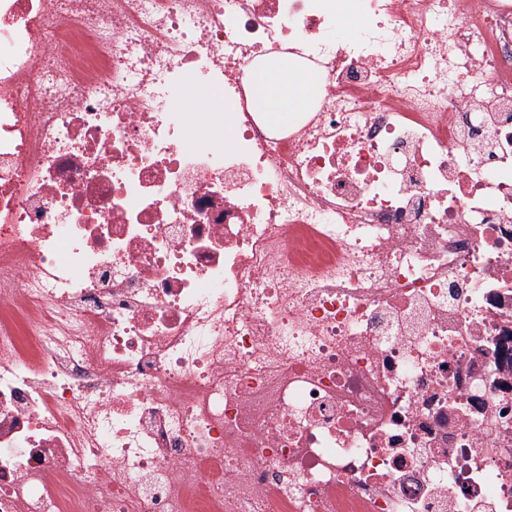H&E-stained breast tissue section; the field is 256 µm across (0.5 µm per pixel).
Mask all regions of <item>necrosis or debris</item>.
I'll use <instances>...</instances> for the list:
<instances>
[{
  "label": "necrosis or debris",
  "instance_id": "4bbe7bcc",
  "mask_svg": "<svg viewBox=\"0 0 512 512\" xmlns=\"http://www.w3.org/2000/svg\"><path fill=\"white\" fill-rule=\"evenodd\" d=\"M337 2L0 0V512H512V0ZM247 80L254 101L272 126L288 122V116L293 113L306 112L317 89L310 73L274 56L250 68ZM182 96L185 100V109L183 112H186V118L187 120L195 125L197 127V130L194 133V143L199 145H206L210 143L211 139L207 132L206 125L200 123L197 120V114L196 112H207L205 110H201L195 106H189V103L194 101L196 97L198 96V92L195 90L194 86L192 85H186L184 86L182 90Z\"/></svg>",
  "mask_w": 512,
  "mask_h": 512
}]
</instances>
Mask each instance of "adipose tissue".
<instances>
[{"label":"adipose tissue","mask_w":512,"mask_h":512,"mask_svg":"<svg viewBox=\"0 0 512 512\" xmlns=\"http://www.w3.org/2000/svg\"><path fill=\"white\" fill-rule=\"evenodd\" d=\"M247 80L266 122L273 126L286 123L293 113L307 111L317 89L310 73L274 56L250 68Z\"/></svg>","instance_id":"1"}]
</instances>
